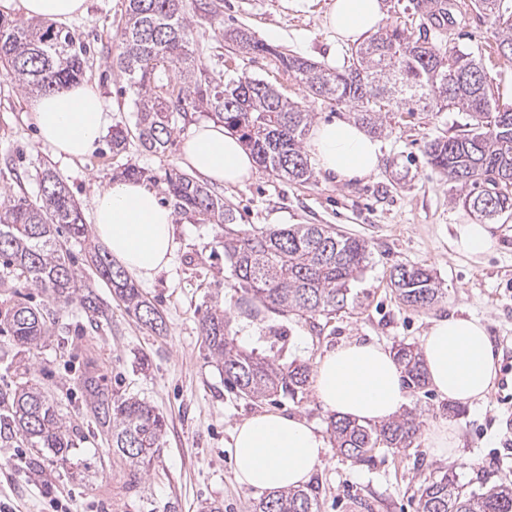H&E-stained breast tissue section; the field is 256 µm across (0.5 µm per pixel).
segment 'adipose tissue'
<instances>
[{
	"instance_id": "adipose-tissue-1",
	"label": "adipose tissue",
	"mask_w": 512,
	"mask_h": 512,
	"mask_svg": "<svg viewBox=\"0 0 512 512\" xmlns=\"http://www.w3.org/2000/svg\"><path fill=\"white\" fill-rule=\"evenodd\" d=\"M86 10V0H0V13L62 22ZM385 17L382 0H333L325 16L337 40L353 43L376 32ZM44 145L64 159L91 154L111 117L97 88L76 84L32 103ZM309 151L324 174L341 182L371 176L379 142L353 121L314 127ZM186 167L211 183L236 185L256 172L238 136L220 122L195 125L182 144ZM174 214L144 183L119 180L95 196L92 229L123 269L142 282L168 269L175 250ZM431 388L441 399L470 404L486 398L497 378L498 357L481 320L450 316L432 321L420 343ZM312 388L322 407L340 418L387 422L407 404L403 373L389 347L352 340L319 358ZM237 481L257 492L307 482L327 452L323 434L305 419L261 412L233 430Z\"/></svg>"
}]
</instances>
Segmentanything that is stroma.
I'll return each mask as SVG.
<instances>
[{
  "label": "stroma",
  "mask_w": 512,
  "mask_h": 512,
  "mask_svg": "<svg viewBox=\"0 0 512 512\" xmlns=\"http://www.w3.org/2000/svg\"><path fill=\"white\" fill-rule=\"evenodd\" d=\"M219 20H211L200 0H186L195 28L194 56L207 70L223 76L246 74L262 79L303 103L314 123L354 118L350 106L306 97L294 74L272 54L248 55L229 48L220 29L243 26L273 50L340 69L349 46L336 40L324 24L331 0H217ZM383 27H401L416 38L481 52L487 83L501 103H512V62L498 55L494 28L485 15L465 8L454 22L437 27L417 11L412 0H384ZM125 0H87L84 16L67 27L91 48L84 83L98 87L112 128L128 137L127 149L112 153L104 135L88 157L56 158L39 142L32 118V96L0 74V198L25 194L36 199L38 174L51 167L66 183L83 214H90L96 189L119 178L120 164L141 168L142 181L169 203L166 175L181 168V146L191 124L211 120L208 112H190L177 122L166 152L151 153L139 144L134 99L124 77L113 67ZM465 113L443 110L409 114L392 109L386 132L379 135L381 158L367 179L339 182L316 173L307 184L279 180L258 169L240 186L211 185L213 194L233 205L238 230L276 229L287 224H327L337 232L365 239L370 258L364 275L352 282L351 300L342 311L302 320L269 309L267 324L286 333L289 359L315 367L328 350L359 339L396 348L419 344L432 319L450 315L475 317L486 326L500 352L496 386L470 405L440 400L431 388L407 390V409L422 434L409 448H378L370 464L360 465L328 448L310 477L322 489L321 512H417V491L425 481L454 473L462 481L477 477L512 484V448L502 445V430L512 417V215L492 220V246L469 255L455 245L458 225L472 215L455 204L447 177L427 162L425 146L437 137L463 134ZM178 244L171 269L138 288L162 313L163 332L152 331L127 314L104 283L96 293L107 303L109 324L95 328L76 307L59 309L52 334L35 363V374L64 410L82 403L72 383L86 365H97L104 384L116 395L134 394L156 406L167 421L165 442L147 475L130 485L128 467L112 454L88 420L79 426L82 443L67 467L37 459L33 448L0 447V505L7 512H48L52 497L69 498L72 512H197L201 501H218L223 512H253L261 496L241 486L233 471L232 434L242 420L263 411L296 414L320 431L332 418L313 392L302 401L281 397L254 402L240 397L211 362L199 320L214 301L230 311L240 347L263 350L259 326L235 305L229 269L209 267L211 253L222 252L224 230L206 217L176 214ZM400 264H424L437 273L443 296L431 307L414 310L392 293L389 276ZM452 424L459 445L435 455L423 433L433 425Z\"/></svg>",
  "instance_id": "stroma-1"
}]
</instances>
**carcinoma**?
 Here are the masks:
<instances>
[{"label": "carcinoma", "instance_id": "1", "mask_svg": "<svg viewBox=\"0 0 512 512\" xmlns=\"http://www.w3.org/2000/svg\"><path fill=\"white\" fill-rule=\"evenodd\" d=\"M183 2L127 0L112 64L136 95L141 146L165 152L176 121L186 118L190 108L205 107L239 136L260 167L289 182H310L305 139L311 113L261 79L242 75L226 80L202 71L189 55L193 28ZM472 5L492 21L499 55L512 61V3L473 0ZM222 38L246 51L272 52L245 27L226 31ZM87 54L69 30L0 17V72L24 93L60 90L79 80ZM275 56L300 79L307 96L358 107V120L375 134L383 132L385 108L392 104L409 112L436 107L467 113L471 130L429 141L427 161L459 188L454 202L470 213L481 210L484 219L492 220L512 211V105L493 99L478 53L415 40L396 26L378 30L352 49L350 65L340 71L284 52ZM159 69L178 72L180 81L160 84ZM41 175L39 200L23 195L0 203V288L15 297L0 313V333L16 345L11 361L16 381L0 390V447L25 443L64 465L84 436L31 372L57 310L31 304L27 291H41L56 306L75 304L98 323L105 309L59 240L62 228L72 238L86 237L80 208L56 173L47 168ZM167 194L175 210L205 214L224 227V264L231 269L232 287L240 292L236 303L255 320L264 308L304 320L336 313L347 307L349 284L367 266L368 242L325 224H290L239 235L234 208L187 173L168 176ZM90 260L93 273L111 286L129 313L152 330H163L159 311L106 252L95 251ZM389 281L398 299L416 310L432 306L442 295L437 276L423 264L398 265ZM200 331L224 382L239 395L255 401L304 398L309 367L288 362V346L278 328H262L264 353L248 352L230 337L227 312L216 304L203 314ZM395 359L407 386L423 389L426 375L418 350L400 344ZM74 386L85 412L109 438L112 452L128 465L130 480L141 481L162 447L164 415L143 399L110 394L94 371L78 374ZM418 431L412 414L381 425L330 421L336 450L362 464L372 461L376 448L410 447ZM320 503V487L307 484L272 492L255 505V512H320ZM417 507V512H512V485L482 481L473 489L445 473L420 486Z\"/></svg>", "mask_w": 512, "mask_h": 512}]
</instances>
